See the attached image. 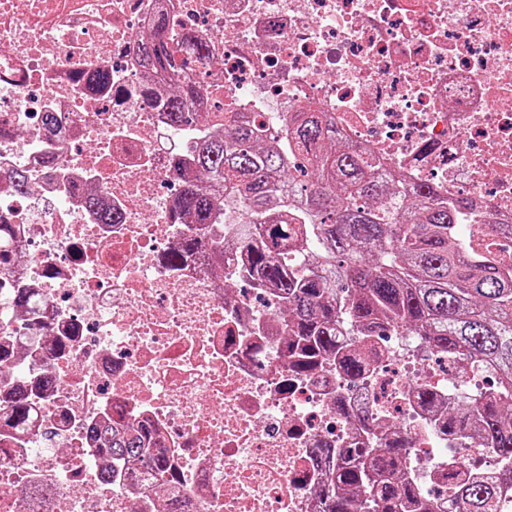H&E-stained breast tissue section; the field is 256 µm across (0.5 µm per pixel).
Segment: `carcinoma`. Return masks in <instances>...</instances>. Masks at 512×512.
<instances>
[{
	"mask_svg": "<svg viewBox=\"0 0 512 512\" xmlns=\"http://www.w3.org/2000/svg\"><path fill=\"white\" fill-rule=\"evenodd\" d=\"M169 48L145 47V62L162 85L182 83ZM169 119L182 122L191 97L167 100ZM192 166L204 176L189 183L177 202V219L218 224L223 208L245 215L239 274L259 288L271 286L288 320V353L308 371L333 359L351 378L369 365L374 336L403 330L431 350L496 372V388L442 402L429 388L419 406L438 415L448 436H465L495 449L503 483L512 485V270L474 251L460 228L475 220L469 198L438 199L418 186L404 190L396 175L379 172L377 160L336 136L315 103L298 104L274 137L244 118L208 132ZM29 409L13 403L8 423L22 429ZM384 445L351 454L336 452L320 490L323 512H355L349 494L368 498L370 512H436L421 500L404 471L406 448ZM151 434L122 424L96 433L98 451L140 461L163 479L168 461L150 447ZM456 498L463 512H494L496 488L458 463Z\"/></svg>",
	"mask_w": 512,
	"mask_h": 512,
	"instance_id": "carcinoma-1",
	"label": "carcinoma"
}]
</instances>
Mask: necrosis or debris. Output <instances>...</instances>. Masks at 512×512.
<instances>
[{"label": "necrosis or debris", "instance_id": "obj_1", "mask_svg": "<svg viewBox=\"0 0 512 512\" xmlns=\"http://www.w3.org/2000/svg\"><path fill=\"white\" fill-rule=\"evenodd\" d=\"M186 39L206 45L183 71L197 111L276 133L315 101L382 170L512 223V0H0V412L30 411L0 426V512H32L37 487L52 512H322L315 449L361 447L380 423L420 494L461 512L458 457L500 471L416 388L447 399L488 372L401 332L359 381L326 359L297 371L272 291L232 287L243 216L173 223L203 128L169 124L142 51ZM115 422L152 430L169 482L97 450Z\"/></svg>", "mask_w": 512, "mask_h": 512}]
</instances>
